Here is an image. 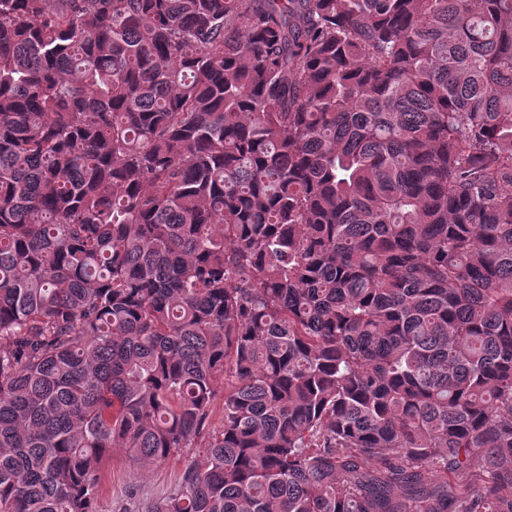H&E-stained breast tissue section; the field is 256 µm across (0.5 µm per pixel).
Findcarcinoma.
I'll return each instance as SVG.
<instances>
[{
    "mask_svg": "<svg viewBox=\"0 0 512 512\" xmlns=\"http://www.w3.org/2000/svg\"><path fill=\"white\" fill-rule=\"evenodd\" d=\"M116 447L203 449L154 512H512V0H0V512Z\"/></svg>",
    "mask_w": 512,
    "mask_h": 512,
    "instance_id": "1",
    "label": "carcinoma"
}]
</instances>
